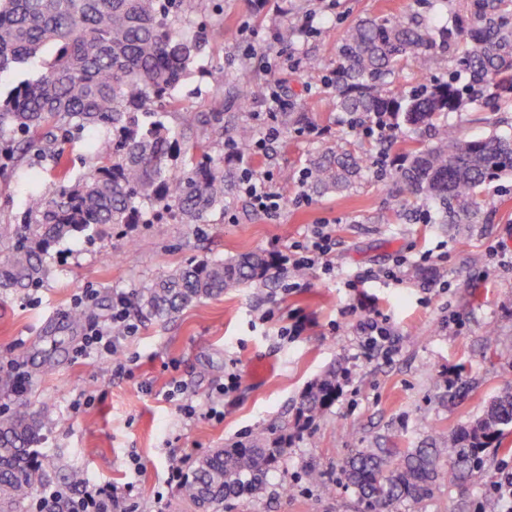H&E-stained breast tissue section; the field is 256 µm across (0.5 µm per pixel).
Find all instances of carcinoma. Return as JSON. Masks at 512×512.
Masks as SVG:
<instances>
[{"label": "carcinoma", "instance_id": "carcinoma-1", "mask_svg": "<svg viewBox=\"0 0 512 512\" xmlns=\"http://www.w3.org/2000/svg\"><path fill=\"white\" fill-rule=\"evenodd\" d=\"M201 0H0V74L40 63L36 77L0 97V141L20 140L52 161L51 190L32 187L21 224H0V289L40 287L48 275L52 246L78 239L98 224H144L143 205L171 210L178 223L205 224L224 211L239 186L236 170L196 147L181 150V133L163 117L181 109L177 96L202 50L188 25ZM448 20L374 15L358 19L336 48L329 106L368 126L385 118L391 126L421 130L427 141L390 143L396 185L387 220L407 207L429 203L440 224H477L483 187L512 175V136L492 133L469 139L445 115L472 102L493 101L483 122L512 107V0H443ZM51 50V56L44 53ZM438 53L454 66L448 78L400 82L408 64L428 70ZM267 83L246 74L229 94L241 109L265 98ZM285 130L307 126L309 113L278 114ZM101 127L112 134L86 142L95 163L71 178L67 147L80 134ZM256 129L242 119L234 128L235 155H251ZM188 157L173 164L177 154ZM365 168L363 155L327 150L306 167L314 193L349 188ZM268 256L252 252L177 267L143 284L140 307L164 320L189 303L235 288L259 286ZM336 370H327L304 392L293 428L300 431L336 400ZM45 422L31 415L0 418V512H23L25 501L49 474L36 452ZM512 428V390L497 395L474 422L414 448H383L375 442L355 450L343 475L365 512H393L402 502L420 504L440 479L457 486L483 469L487 449L499 448ZM288 426L260 429L242 441L198 457L180 486L183 502L205 512L249 497L261 477L288 453Z\"/></svg>", "mask_w": 512, "mask_h": 512}]
</instances>
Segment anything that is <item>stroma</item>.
I'll use <instances>...</instances> for the list:
<instances>
[{"instance_id":"stroma-1","label":"stroma","mask_w":512,"mask_h":512,"mask_svg":"<svg viewBox=\"0 0 512 512\" xmlns=\"http://www.w3.org/2000/svg\"><path fill=\"white\" fill-rule=\"evenodd\" d=\"M409 2L307 0L312 29L291 45L275 31L302 18L283 14L282 0H202L192 28L203 50L180 87L183 109L168 113L167 123L188 128L199 112L231 121L237 107L225 90L248 68L316 113L319 133H281L267 153L240 161V168L269 172L285 201L279 213L253 211L237 193L198 229L166 213L148 224L106 226L54 246L40 288L0 290V365L20 363L29 376L26 393L12 396L2 384L0 397H10L9 414L45 421L38 450L53 485L67 486L79 471L98 485L131 486L134 512H187L178 485L167 481L173 465L294 420L308 385L332 368L341 385L334 404L293 435L258 492L226 503L224 512H362L341 474L354 449L374 441L415 447L435 430L473 421L512 387V265L501 260L512 255V178L484 188L478 223L439 224L427 206L384 223L394 184L377 167L379 145L327 107L324 71L348 27L367 15L405 16ZM295 46L321 57L322 70H281ZM339 147L366 153L362 178L343 193H304L298 178L309 159ZM33 171L50 186L51 165L36 153L19 166L0 162V224L19 222ZM303 193L308 203L299 202ZM316 224L332 229L333 271L319 264L303 273L273 269L264 287L193 302L164 321L138 305L139 287L165 271L245 252L285 253ZM401 255L410 261L402 280L354 283L358 272L391 266ZM116 291L126 294L137 326L123 342L120 371L76 355L87 325L109 323ZM89 292L96 295L90 303ZM81 306L87 318L73 324L69 314ZM373 311L398 338L392 357L356 343V322ZM297 321L301 334L286 335ZM231 370L240 386L223 416L185 417L183 404H206ZM179 381L186 392L167 398ZM76 400L80 410L70 411ZM503 445L463 486L437 482L421 505L404 503L398 512H478L491 502L496 472L512 468V433ZM316 466L325 469V484L306 482L305 471Z\"/></svg>"}]
</instances>
